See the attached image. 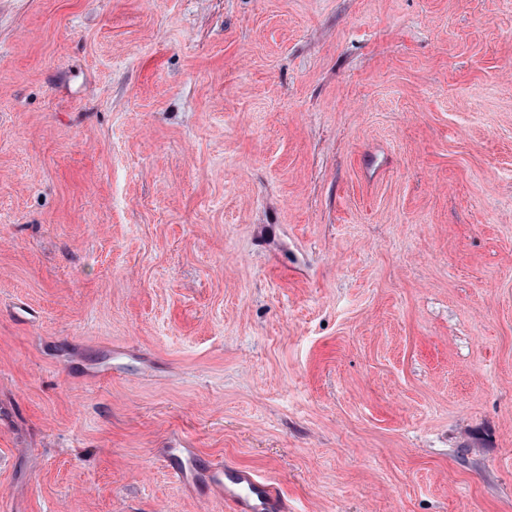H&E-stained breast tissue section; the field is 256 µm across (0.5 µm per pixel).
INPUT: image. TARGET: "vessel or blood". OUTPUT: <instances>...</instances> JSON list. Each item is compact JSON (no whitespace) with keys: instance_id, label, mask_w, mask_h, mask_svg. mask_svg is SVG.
Masks as SVG:
<instances>
[{"instance_id":"vessel-or-blood-1","label":"vessel or blood","mask_w":512,"mask_h":512,"mask_svg":"<svg viewBox=\"0 0 512 512\" xmlns=\"http://www.w3.org/2000/svg\"><path fill=\"white\" fill-rule=\"evenodd\" d=\"M159 455L174 483L182 487L207 485L230 505L232 512H284L279 489L254 471H230L220 465L200 470L192 449L176 443L161 449Z\"/></svg>"}]
</instances>
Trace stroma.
I'll return each instance as SVG.
<instances>
[{
  "mask_svg": "<svg viewBox=\"0 0 512 512\" xmlns=\"http://www.w3.org/2000/svg\"><path fill=\"white\" fill-rule=\"evenodd\" d=\"M512 512V0H0V512ZM181 446L180 442L172 443L170 448H161L159 452L174 483L182 487L205 484L226 505H231V511H286L279 489L260 474L243 469L228 471L223 465H215L204 472L196 466L192 448Z\"/></svg>",
  "mask_w": 512,
  "mask_h": 512,
  "instance_id": "stroma-1",
  "label": "stroma"
}]
</instances>
